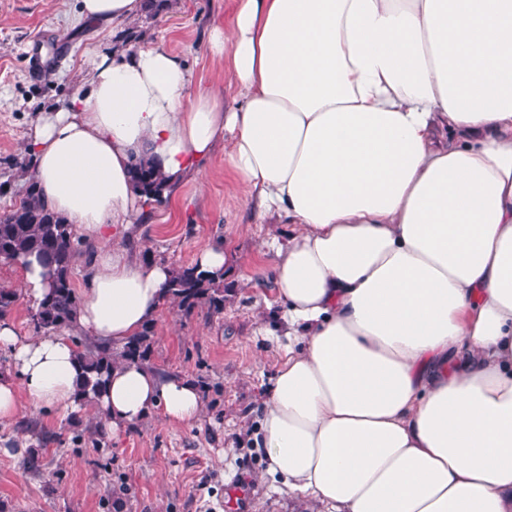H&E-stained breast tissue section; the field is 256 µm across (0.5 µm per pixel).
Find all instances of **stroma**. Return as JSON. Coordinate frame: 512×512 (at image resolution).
Returning <instances> with one entry per match:
<instances>
[{
    "label": "stroma",
    "instance_id": "obj_1",
    "mask_svg": "<svg viewBox=\"0 0 512 512\" xmlns=\"http://www.w3.org/2000/svg\"><path fill=\"white\" fill-rule=\"evenodd\" d=\"M233 4L166 0L158 14L142 11L112 23L79 19V0H0V211L26 187L17 164L29 155L39 115L81 93L89 61L118 46L163 45L193 71L195 90L232 103L237 89L223 56L211 49V35ZM45 31L71 54L35 72L28 45ZM291 230L253 210L219 145L194 178L152 209L137 238H114L145 265L188 267L213 245L234 254L224 273L222 313L202 305L187 315L170 303L153 320L149 366L193 382L203 412L195 424L174 427L155 411L103 437L88 429L93 409L22 407L0 421V512H315V504L279 492L254 439L265 391L285 358L268 244ZM40 430L55 432V442L38 444ZM33 450L44 464L38 474L25 466Z\"/></svg>",
    "mask_w": 512,
    "mask_h": 512
}]
</instances>
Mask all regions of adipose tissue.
Segmentation results:
<instances>
[{
    "instance_id": "adipose-tissue-1",
    "label": "adipose tissue",
    "mask_w": 512,
    "mask_h": 512,
    "mask_svg": "<svg viewBox=\"0 0 512 512\" xmlns=\"http://www.w3.org/2000/svg\"><path fill=\"white\" fill-rule=\"evenodd\" d=\"M212 48L225 106L190 96L163 46L92 60L34 126L43 199L102 240L141 210L133 157L174 184L223 145L258 211L293 226L270 244L288 340L255 438L270 476L328 512H512V0H238ZM171 275L98 250L75 331L123 346ZM0 346V420L78 409L68 337L5 318ZM96 407L116 435L203 404L120 363Z\"/></svg>"
}]
</instances>
